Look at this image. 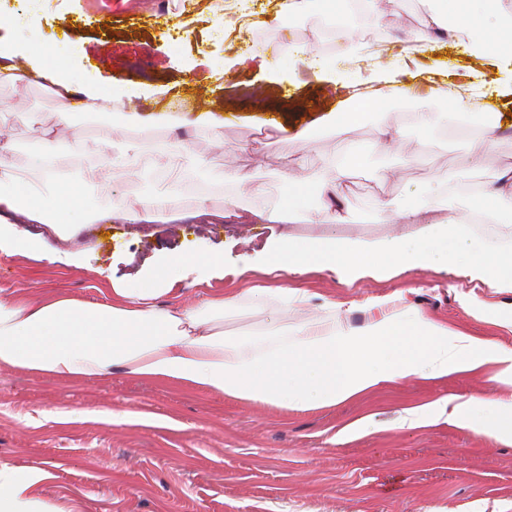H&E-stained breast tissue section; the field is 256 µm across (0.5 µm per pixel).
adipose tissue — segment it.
<instances>
[{
  "mask_svg": "<svg viewBox=\"0 0 512 512\" xmlns=\"http://www.w3.org/2000/svg\"><path fill=\"white\" fill-rule=\"evenodd\" d=\"M463 6V0H429L420 38L405 50L416 70H423L436 36L448 31ZM475 6L480 18L467 26L468 56L478 61L512 59V0H475ZM29 79L43 81L53 90L57 123L63 127L70 124L73 99H86L105 113L124 104L113 89L79 80L69 62L46 65L39 48L0 47V84ZM96 152L98 165L76 181L60 170L39 167L38 187L24 186L8 158L1 157L0 212L19 215L26 224L50 225L63 239L84 224L108 223L117 217L139 223L172 213L187 170L181 142L147 145L132 138L117 151L104 139ZM143 156L166 173V183L136 208L114 213L103 204L112 195V170ZM357 163L354 150L340 141L330 161L333 181L304 172L300 161L287 170L289 182L317 190L322 197L320 206L306 213L307 222H341L337 193L349 167ZM477 197L478 207L449 213L444 219L437 217L430 201L400 210L379 200L381 218L392 224L421 225V233L395 235L372 245L288 237L283 249L271 254L266 271L298 275L313 267L352 279L366 270L391 266L452 267L491 287L512 288V243L492 247L474 231L475 225L492 223L498 213L512 209V167L503 171L498 183L480 189ZM170 275L165 267L154 278L113 285L111 299L103 302L53 296L36 303L22 291L0 299V366L67 381L95 378L117 366L136 378L294 409L331 407L378 386L474 372L490 365L497 366L500 380L512 383V349L454 330L399 299L385 302L382 317L362 328L332 310L291 327L271 313L270 306L304 304L302 290L258 286L193 305L155 306L157 285ZM246 304L270 312L259 338L224 331L225 318L237 315ZM449 411L459 426L479 429L498 442L512 441V399L490 394L440 399L432 403L430 412L406 411L400 425L414 429ZM47 477L42 471L22 479L13 467L0 465V512H46L34 488Z\"/></svg>",
  "mask_w": 512,
  "mask_h": 512,
  "instance_id": "obj_1",
  "label": "adipose tissue"
}]
</instances>
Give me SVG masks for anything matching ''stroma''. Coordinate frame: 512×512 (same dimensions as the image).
Returning <instances> with one entry per match:
<instances>
[{"label":"stroma","instance_id":"obj_1","mask_svg":"<svg viewBox=\"0 0 512 512\" xmlns=\"http://www.w3.org/2000/svg\"><path fill=\"white\" fill-rule=\"evenodd\" d=\"M168 0L161 7L141 0L136 11L111 18L86 10L81 0H43L25 14L19 0H0V39L24 40L64 51L68 60L89 70L101 84L129 85L131 119L102 116L76 105L87 149L81 160L61 152V169L75 173L96 164L101 139L121 144L131 136L156 141L190 112H200L190 147L204 160L209 186L224 193L210 200V220L187 223L162 219L142 226L119 221L87 224L72 239L48 236L49 246L79 251L70 264L37 260L21 250H0V298L26 290L33 301L64 295L86 301L109 296L113 283L126 282L166 266L173 256L202 259L214 254L224 265L199 274L185 270L160 289V306L188 305L203 298L238 293L255 286L300 288L307 305L281 309L296 325L320 308L336 304L351 325L378 318L377 303L403 297L436 321L512 349V331L498 320L512 315V289L470 281L447 269L392 268L344 282L328 271L288 278L266 275L264 267L280 245V233L299 239L378 241L396 225L379 218V199L400 207L418 204L429 189L441 211L457 212L475 203V187L493 182L512 165V125L505 102L483 97V121L498 125L495 143L480 168H472L471 137L445 126L425 133L409 122L414 107L405 87L393 90L384 105L345 128L336 120L344 98L333 93L329 76L314 75L289 56V44H305L332 63L341 53L333 37L312 39L289 21L269 24L277 0ZM370 20L382 38L356 34L367 52H380L385 70L405 68L403 55L389 51L392 39L419 35L425 0H377ZM401 14L403 24L385 27L383 19ZM248 15L251 30L238 20ZM437 86H466L479 75L467 68L453 35L438 36L427 59ZM40 113L41 123L12 124L4 138L7 155L21 170L29 158L22 143L70 138L57 126L53 91L38 82L0 85V114L15 101ZM224 126L225 150L236 154L234 167L225 151L212 149L209 123ZM389 124L397 136L394 151L378 143ZM306 130L301 142L295 131ZM361 151L362 165L339 194V224H310L302 218L284 224L233 225L223 218L226 205L247 213L254 204L235 189L232 170L249 171L268 188L264 204L287 209L290 200L315 206L312 192L298 193L284 176L287 163L306 158L311 169L331 176L328 161L337 141ZM146 158L122 168L107 204L122 212L150 195L156 182L144 174ZM395 169L396 178L379 177ZM455 182L453 193L444 185ZM483 392L506 395L494 369L461 373L442 380H414L370 391L330 408L288 409L259 405L205 390L138 380L120 368L100 378L63 381L21 368L0 367V465L18 477L36 469L50 476L39 486L45 502L67 512H512V443L440 421L415 429L399 428L405 409L445 395ZM363 429H344L355 421Z\"/></svg>","mask_w":512,"mask_h":512}]
</instances>
